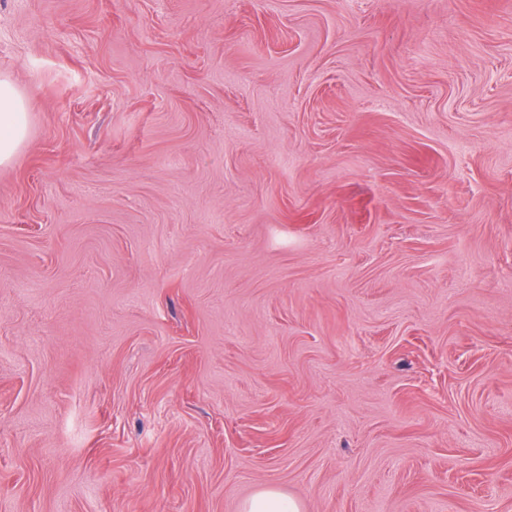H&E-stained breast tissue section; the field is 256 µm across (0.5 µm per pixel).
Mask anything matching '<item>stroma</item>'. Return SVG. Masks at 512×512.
Returning <instances> with one entry per match:
<instances>
[{"mask_svg": "<svg viewBox=\"0 0 512 512\" xmlns=\"http://www.w3.org/2000/svg\"><path fill=\"white\" fill-rule=\"evenodd\" d=\"M0 512H512V0H0ZM27 136L23 95L8 80H0V165L9 163ZM300 503L287 493L271 487L255 491L241 504V512H301Z\"/></svg>", "mask_w": 512, "mask_h": 512, "instance_id": "obj_1", "label": "stroma"}]
</instances>
